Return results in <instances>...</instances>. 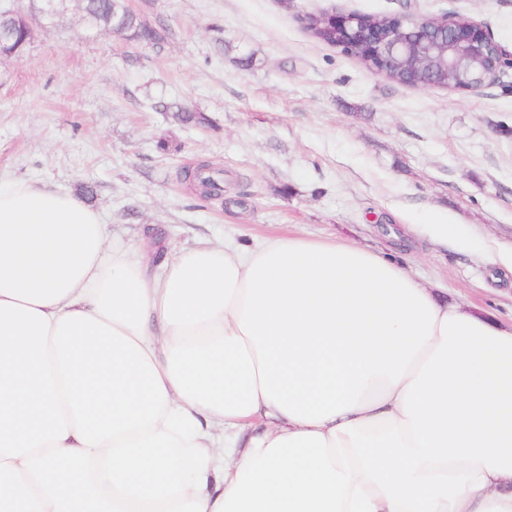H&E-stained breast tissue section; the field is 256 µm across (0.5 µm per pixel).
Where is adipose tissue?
<instances>
[{
  "label": "adipose tissue",
  "instance_id": "obj_1",
  "mask_svg": "<svg viewBox=\"0 0 512 512\" xmlns=\"http://www.w3.org/2000/svg\"><path fill=\"white\" fill-rule=\"evenodd\" d=\"M148 246L0 183V512H512V323L347 240Z\"/></svg>",
  "mask_w": 512,
  "mask_h": 512
}]
</instances>
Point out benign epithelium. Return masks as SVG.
I'll use <instances>...</instances> for the list:
<instances>
[{
    "mask_svg": "<svg viewBox=\"0 0 512 512\" xmlns=\"http://www.w3.org/2000/svg\"><path fill=\"white\" fill-rule=\"evenodd\" d=\"M34 17L10 6L0 8V56L13 57L4 42L10 17L21 16L28 27L50 23L64 0H37ZM328 30L340 46L370 63V70L389 76L395 71L418 70L424 87L451 90H475L494 83L512 71V51L487 37L479 24L448 17L390 18L388 26L377 25L369 16L325 13ZM491 57L490 66L478 77L448 85L444 75L448 65L469 67Z\"/></svg>",
    "mask_w": 512,
    "mask_h": 512,
    "instance_id": "7a95c632",
    "label": "benign epithelium"
}]
</instances>
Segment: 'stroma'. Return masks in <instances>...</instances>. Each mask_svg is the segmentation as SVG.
<instances>
[{
    "mask_svg": "<svg viewBox=\"0 0 512 512\" xmlns=\"http://www.w3.org/2000/svg\"><path fill=\"white\" fill-rule=\"evenodd\" d=\"M158 41L86 30L78 0L0 62V179L82 195L114 239L177 246L288 232L396 251L427 285L512 321V278L406 236L449 220L512 246V77L423 89L315 39L301 18L455 16L512 50V0H126ZM203 122L176 119V108ZM224 171L204 199L185 172Z\"/></svg>",
    "mask_w": 512,
    "mask_h": 512,
    "instance_id": "obj_1",
    "label": "stroma"
}]
</instances>
